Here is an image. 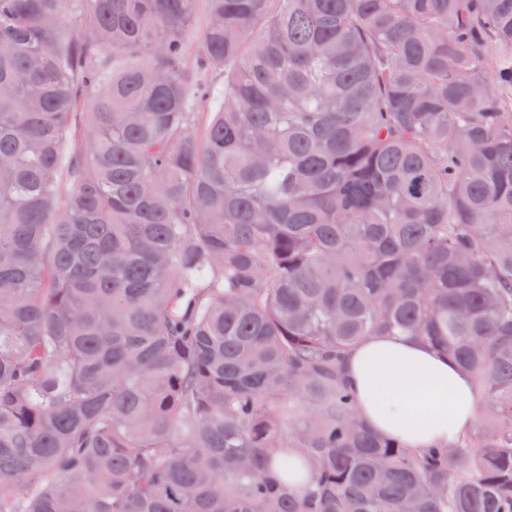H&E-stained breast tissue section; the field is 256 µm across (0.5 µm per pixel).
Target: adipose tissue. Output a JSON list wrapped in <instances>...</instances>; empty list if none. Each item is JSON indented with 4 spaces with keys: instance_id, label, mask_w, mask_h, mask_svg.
<instances>
[{
    "instance_id": "obj_1",
    "label": "adipose tissue",
    "mask_w": 512,
    "mask_h": 512,
    "mask_svg": "<svg viewBox=\"0 0 512 512\" xmlns=\"http://www.w3.org/2000/svg\"><path fill=\"white\" fill-rule=\"evenodd\" d=\"M344 377L361 418L406 447L448 445L475 422L468 374L446 352L415 337L363 341L348 356Z\"/></svg>"
}]
</instances>
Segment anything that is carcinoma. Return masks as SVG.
<instances>
[{
    "label": "carcinoma",
    "mask_w": 512,
    "mask_h": 512,
    "mask_svg": "<svg viewBox=\"0 0 512 512\" xmlns=\"http://www.w3.org/2000/svg\"><path fill=\"white\" fill-rule=\"evenodd\" d=\"M206 2L0 0V512H512V0ZM395 331L448 446L356 415ZM344 377L360 417L407 448L447 446L475 422L477 399L448 353L403 334L363 341Z\"/></svg>",
    "instance_id": "cac0c4a2"
}]
</instances>
